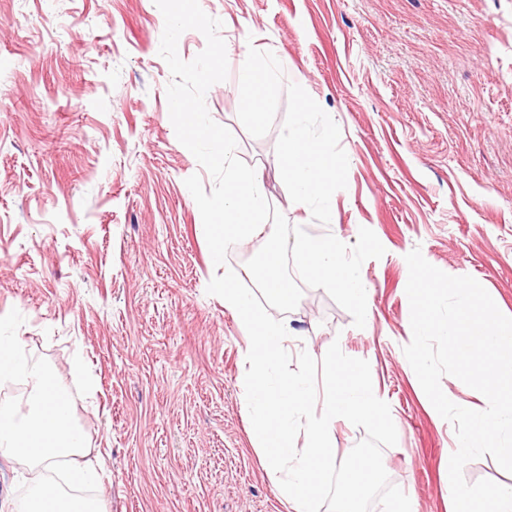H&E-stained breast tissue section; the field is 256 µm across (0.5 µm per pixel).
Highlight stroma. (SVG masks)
I'll list each match as a JSON object with an SVG mask.
<instances>
[{
  "mask_svg": "<svg viewBox=\"0 0 512 512\" xmlns=\"http://www.w3.org/2000/svg\"><path fill=\"white\" fill-rule=\"evenodd\" d=\"M229 73L205 96L269 203L310 234L386 249L363 263L364 328L319 288L283 314L291 356L332 343L367 360L398 433L384 448L413 512H448L453 426L406 359L405 256L476 279L512 316V0H199ZM154 0H0V316L73 396L103 469V512H289L249 432L248 335L207 294L216 275L185 185L214 180L176 138ZM281 60L333 118L348 161L336 221L288 203L270 131L238 118L249 48ZM39 471L0 456V507Z\"/></svg>",
  "mask_w": 512,
  "mask_h": 512,
  "instance_id": "stroma-1",
  "label": "stroma"
}]
</instances>
